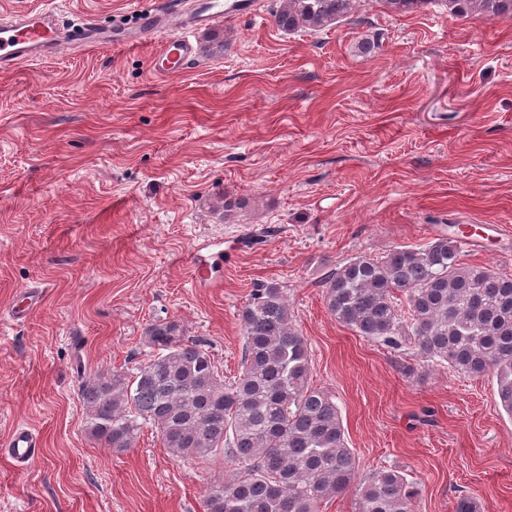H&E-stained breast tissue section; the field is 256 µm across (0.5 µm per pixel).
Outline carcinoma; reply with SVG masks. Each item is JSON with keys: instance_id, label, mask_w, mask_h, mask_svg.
Here are the masks:
<instances>
[{"instance_id": "obj_1", "label": "carcinoma", "mask_w": 512, "mask_h": 512, "mask_svg": "<svg viewBox=\"0 0 512 512\" xmlns=\"http://www.w3.org/2000/svg\"><path fill=\"white\" fill-rule=\"evenodd\" d=\"M435 1L459 18H512V0H379L394 15ZM354 9L355 0H283L274 23L285 33L318 31ZM322 287L330 314L357 335L410 348L459 376H493L512 418V273L462 262L453 226L423 246L355 256ZM239 317L240 371L230 383L180 321L150 323L149 359L132 373L102 372L81 385L85 434L121 453L148 423L173 457L235 466L209 490L205 512H319L348 493L356 512H415L418 483L405 470L358 478L334 397L310 383L308 344L282 289L258 285Z\"/></svg>"}]
</instances>
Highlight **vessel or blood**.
Wrapping results in <instances>:
<instances>
[{"mask_svg":"<svg viewBox=\"0 0 512 512\" xmlns=\"http://www.w3.org/2000/svg\"><path fill=\"white\" fill-rule=\"evenodd\" d=\"M261 15V0H195L194 8L188 12L165 6L140 12L132 26L105 29L91 22L60 25L57 13L50 9L14 12L0 16V70L77 46H134L161 35L165 41L152 59V68L156 74L166 76L185 70L196 57L195 35L200 30L231 17ZM40 448L38 435L18 427L11 434L7 453L14 461L25 462L35 459Z\"/></svg>","mask_w":512,"mask_h":512,"instance_id":"obj_1","label":"vessel or blood"}]
</instances>
